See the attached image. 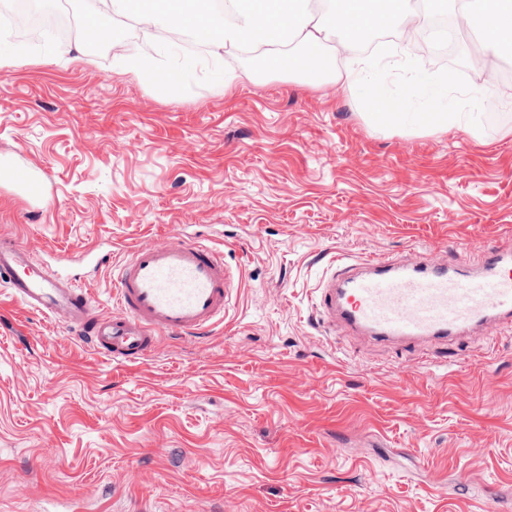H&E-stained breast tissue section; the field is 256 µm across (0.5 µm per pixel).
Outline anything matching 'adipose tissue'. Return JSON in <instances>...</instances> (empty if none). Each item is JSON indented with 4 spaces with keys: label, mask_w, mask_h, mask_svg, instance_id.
Listing matches in <instances>:
<instances>
[{
    "label": "adipose tissue",
    "mask_w": 512,
    "mask_h": 512,
    "mask_svg": "<svg viewBox=\"0 0 512 512\" xmlns=\"http://www.w3.org/2000/svg\"><path fill=\"white\" fill-rule=\"evenodd\" d=\"M242 0H99L94 27L107 34L114 13L122 12L146 27L177 29L187 25L213 30L209 55L202 58L182 54L176 43L160 41L150 49L119 46L114 65L122 72L168 86L201 72L208 61H219L226 45L247 41L267 45L266 57L272 70H285L299 77L317 72L346 85L370 100L381 110V119L432 132L459 130L473 132L464 110L448 97L447 76L427 70L415 71L413 91L391 92L379 78L382 59L367 57L354 60L345 73H337L327 64L320 49L325 40L335 38L336 53H346L355 38L371 23L406 29L415 26L410 10L398 0H337L336 9L323 18H315L310 0H281L275 20H268L258 10L245 8ZM459 5L464 24L479 30L488 51L500 54L512 46V0H443ZM235 8L236 19L224 20L225 4ZM297 46V53L282 57L281 47Z\"/></svg>",
    "instance_id": "obj_1"
}]
</instances>
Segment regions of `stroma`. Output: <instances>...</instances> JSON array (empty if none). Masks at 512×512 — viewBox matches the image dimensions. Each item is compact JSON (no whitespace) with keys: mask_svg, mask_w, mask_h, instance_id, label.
Segmentation results:
<instances>
[{"mask_svg":"<svg viewBox=\"0 0 512 512\" xmlns=\"http://www.w3.org/2000/svg\"><path fill=\"white\" fill-rule=\"evenodd\" d=\"M0 29V234L112 312L128 250L177 231L237 288L202 341L119 365L0 290V512H485L512 503V331L462 363L318 326L329 262L512 236V133L375 123L359 93L226 46L166 91L79 33ZM251 71L253 81L239 80ZM101 255L94 263L92 255ZM142 481H134L133 473ZM450 494L435 492L438 484Z\"/></svg>","mask_w":512,"mask_h":512,"instance_id":"35a3bbf8","label":"stroma"}]
</instances>
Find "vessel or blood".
<instances>
[{
    "instance_id": "obj_1",
    "label": "vessel or blood",
    "mask_w": 512,
    "mask_h": 512,
    "mask_svg": "<svg viewBox=\"0 0 512 512\" xmlns=\"http://www.w3.org/2000/svg\"><path fill=\"white\" fill-rule=\"evenodd\" d=\"M0 282L47 317H64L95 352L118 364L143 362L162 344L198 341L223 322L235 279L221 251L176 232L133 248L112 281L115 314L97 313L80 284L53 274L17 238L0 240ZM327 326L380 345L460 343L512 328V249L456 260L416 252L334 258L319 288Z\"/></svg>"
}]
</instances>
